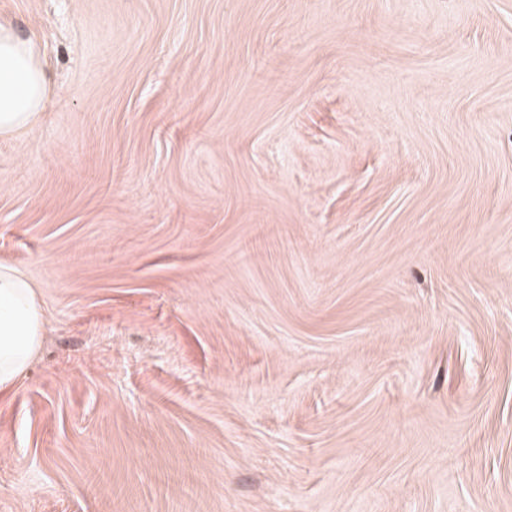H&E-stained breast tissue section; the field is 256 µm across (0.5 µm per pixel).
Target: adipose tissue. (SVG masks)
Instances as JSON below:
<instances>
[{"instance_id":"1","label":"adipose tissue","mask_w":512,"mask_h":512,"mask_svg":"<svg viewBox=\"0 0 512 512\" xmlns=\"http://www.w3.org/2000/svg\"><path fill=\"white\" fill-rule=\"evenodd\" d=\"M51 79L36 42L0 21V138L29 129L45 110ZM38 288L18 268L0 265V395L14 392L46 329Z\"/></svg>"}]
</instances>
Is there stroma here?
<instances>
[{"mask_svg": "<svg viewBox=\"0 0 512 512\" xmlns=\"http://www.w3.org/2000/svg\"><path fill=\"white\" fill-rule=\"evenodd\" d=\"M43 345L0 512H512V0H0ZM51 79L36 42L0 21V138L29 129L44 112Z\"/></svg>", "mask_w": 512, "mask_h": 512, "instance_id": "stroma-1", "label": "stroma"}]
</instances>
